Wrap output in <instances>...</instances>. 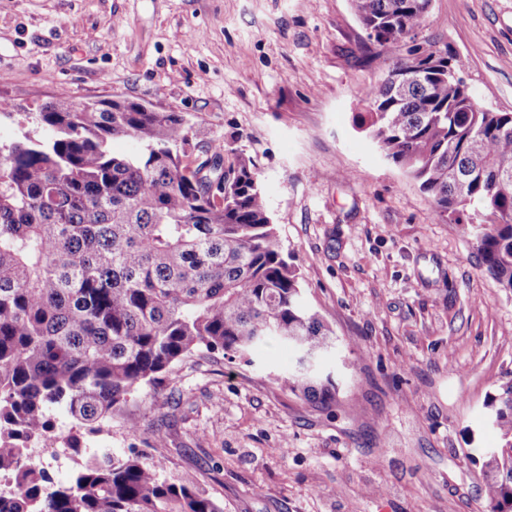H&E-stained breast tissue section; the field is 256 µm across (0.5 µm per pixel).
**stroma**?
<instances>
[{"label":"stroma","instance_id":"1","mask_svg":"<svg viewBox=\"0 0 512 512\" xmlns=\"http://www.w3.org/2000/svg\"><path fill=\"white\" fill-rule=\"evenodd\" d=\"M425 35L476 101L512 112V0H432ZM350 0H0V141L60 92L179 112L250 158L307 307L336 332L332 409L250 363L195 356L136 394L90 452L190 473L224 512H488V397L512 379V293L466 225L357 129L381 83Z\"/></svg>","mask_w":512,"mask_h":512}]
</instances>
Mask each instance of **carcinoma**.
<instances>
[{"mask_svg": "<svg viewBox=\"0 0 512 512\" xmlns=\"http://www.w3.org/2000/svg\"><path fill=\"white\" fill-rule=\"evenodd\" d=\"M431 0H351L368 45L401 54L363 92L366 129L420 184L436 214L474 229L487 272L512 291V112L480 106L466 63L419 39ZM419 74L403 77V65ZM52 132L0 143V512H224L184 474L169 481L141 455L90 456L56 486L32 456L73 425L82 454L145 386L197 352L238 359L267 341L297 352L284 378L331 407L336 386L305 369L335 343L302 300L251 160L224 169V143L179 112L63 92L28 114ZM142 150L117 156L109 143ZM488 407L502 438L482 465L490 512H512V380Z\"/></svg>", "mask_w": 512, "mask_h": 512, "instance_id": "cac0c4a2", "label": "carcinoma"}]
</instances>
